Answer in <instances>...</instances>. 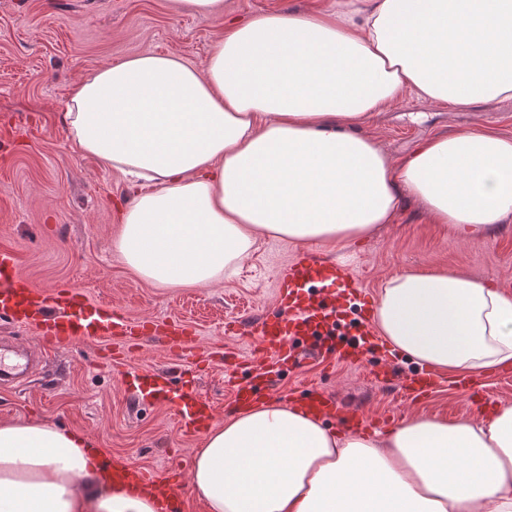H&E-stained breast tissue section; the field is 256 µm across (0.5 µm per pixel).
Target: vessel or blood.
Instances as JSON below:
<instances>
[{
	"instance_id": "vessel-or-blood-1",
	"label": "vessel or blood",
	"mask_w": 512,
	"mask_h": 512,
	"mask_svg": "<svg viewBox=\"0 0 512 512\" xmlns=\"http://www.w3.org/2000/svg\"><path fill=\"white\" fill-rule=\"evenodd\" d=\"M331 288H348L352 294L350 305L360 313L372 310L370 298L357 292V280L342 266L328 265L305 256L280 271L277 278L276 302L282 313L273 318H257L250 322L254 348L247 357L256 369H263L266 361L285 366H303L315 360L325 365L348 362L353 358L348 349H337L330 356H322L318 347L308 346L298 351L293 347L302 336H332L344 319L345 311L333 303L315 302L308 294L315 284ZM0 318L14 328H35L37 341L43 351H63L81 343L104 344L103 362L113 363L136 352L144 335L157 333L169 354L182 362L198 357L197 338L188 326L153 317L131 318L114 311L111 305L93 300L82 288L62 283L45 291L33 287L18 265L14 251L0 249ZM31 371L29 365L6 363L0 351V386L22 388ZM129 386L152 400L173 409L180 427L198 433L214 417V407L198 389L174 392L168 371H145L133 375ZM309 410L317 413L332 412L341 427L366 429L370 422L365 415L349 410L324 393H315L307 402ZM112 479L131 486L152 487L161 504L160 512H171L169 498L174 492L171 477H154L137 468H116Z\"/></svg>"
}]
</instances>
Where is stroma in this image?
Segmentation results:
<instances>
[{
    "label": "stroma",
    "mask_w": 512,
    "mask_h": 512,
    "mask_svg": "<svg viewBox=\"0 0 512 512\" xmlns=\"http://www.w3.org/2000/svg\"><path fill=\"white\" fill-rule=\"evenodd\" d=\"M329 0H224L222 12L176 14L169 0H0V249L14 250L24 272L42 288L70 283L128 316L187 321L214 363L199 390L215 408L216 424L233 409L224 383L225 354L247 355L253 340L224 325L274 316L276 276L302 253L336 261L319 245L263 238L251 257L224 280L202 288H159L132 272L114 249L122 203L132 189L125 175L75 151L58 119L69 88L91 71L137 53H171L203 65L216 39L233 23L270 10L316 11ZM489 128L512 136V104L489 103L469 112L438 108L405 93L392 111L365 127L395 157L437 133ZM346 269L370 297L383 281L406 270L465 272L512 292V223L483 241L467 243L430 223L405 203L393 223L367 240L348 244ZM380 336L359 361L311 362L284 370L269 397L288 404L315 382L350 409L393 425L414 415L478 418L494 404L512 403V376L483 374L475 401L439 377L435 393L412 401L403 392L416 364L380 348ZM100 346L82 343L57 353L22 391L0 389V422L38 420L81 432L107 455L163 477L191 469L202 439L180 430L166 405L130 393L124 372L169 370L182 388L185 365L169 359L158 340L144 342L131 360L101 364ZM390 364L392 377L373 373Z\"/></svg>",
    "instance_id": "1"
}]
</instances>
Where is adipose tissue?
<instances>
[{"mask_svg":"<svg viewBox=\"0 0 512 512\" xmlns=\"http://www.w3.org/2000/svg\"><path fill=\"white\" fill-rule=\"evenodd\" d=\"M467 112L512 102V0H331L231 27L204 66L137 54L74 83L73 146L133 178L114 245L163 288L223 281L270 236L343 249L404 202L468 242L512 219V138L461 129L394 161L361 131L404 88ZM374 325L440 373L512 364V295L462 272L387 278ZM75 430L0 423V512H157ZM208 512H512V404L368 436L271 401L195 449Z\"/></svg>","mask_w":512,"mask_h":512,"instance_id":"1","label":"adipose tissue"}]
</instances>
